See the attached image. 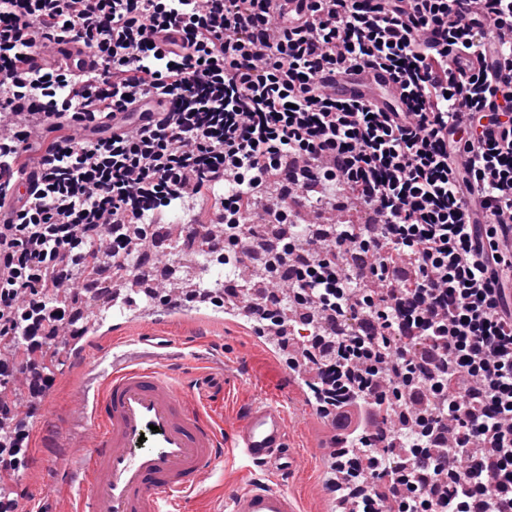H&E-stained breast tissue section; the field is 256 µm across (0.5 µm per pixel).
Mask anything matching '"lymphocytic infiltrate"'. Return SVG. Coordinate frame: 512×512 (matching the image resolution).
Segmentation results:
<instances>
[{
	"mask_svg": "<svg viewBox=\"0 0 512 512\" xmlns=\"http://www.w3.org/2000/svg\"><path fill=\"white\" fill-rule=\"evenodd\" d=\"M0 0V343L36 352L73 327L57 290L89 257L127 267L142 229L218 207L223 250L254 233L288 160L300 204L351 195L375 217L309 237V260L273 303L241 296L282 341L286 311L355 323L302 339L333 466L354 512H512V0ZM66 41L93 72L43 61ZM478 58H471V51ZM389 71L400 99L325 92V73ZM168 111L137 127L141 99ZM108 107L119 124L98 119ZM36 160L19 197L11 176ZM52 375L0 355V447L17 382Z\"/></svg>",
	"mask_w": 512,
	"mask_h": 512,
	"instance_id": "1",
	"label": "lymphocytic infiltrate"
}]
</instances>
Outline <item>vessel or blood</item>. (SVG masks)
I'll return each mask as SVG.
<instances>
[{
  "mask_svg": "<svg viewBox=\"0 0 512 512\" xmlns=\"http://www.w3.org/2000/svg\"><path fill=\"white\" fill-rule=\"evenodd\" d=\"M371 89L384 90L389 103L398 94L381 68L336 78L337 94L348 98ZM79 396L92 436L71 477L79 512H168L215 473L222 442L171 374L135 361H114L96 372L94 385ZM235 450L245 463L265 471L292 470L296 456L288 447L284 405L254 402L238 426ZM223 512H299V502L287 489L256 481L225 490Z\"/></svg>",
  "mask_w": 512,
  "mask_h": 512,
  "instance_id": "1",
  "label": "vessel or blood"
}]
</instances>
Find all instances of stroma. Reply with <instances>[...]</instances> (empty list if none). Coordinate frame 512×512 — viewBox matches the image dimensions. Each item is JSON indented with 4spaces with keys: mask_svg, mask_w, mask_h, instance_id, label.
Wrapping results in <instances>:
<instances>
[{
    "mask_svg": "<svg viewBox=\"0 0 512 512\" xmlns=\"http://www.w3.org/2000/svg\"><path fill=\"white\" fill-rule=\"evenodd\" d=\"M139 332L148 337L168 336L176 344L162 353L146 343L126 346L120 325L112 319L92 329L90 335L96 350L126 352L174 371L194 403L224 437L226 451L216 475L201 485L186 512H220L225 487L265 478L262 469L245 470L232 449L241 416L253 401L264 397L284 404L289 420L288 446L301 461L297 472L279 477V484L298 497L301 512H331L329 459L319 447L328 437L327 430L320 416L307 410V382L292 375L281 351H268L259 343L256 322L243 317L231 323L224 308L210 302L193 303L185 306L181 316L142 324ZM49 367L56 385L44 412L51 418L52 433H66L70 444L50 446L37 431H30V461L15 486L21 507H32L33 512H76L68 476L76 464V446L84 440L76 414L78 390L92 385L94 375L76 369L67 349L55 352Z\"/></svg>",
    "mask_w": 512,
    "mask_h": 512,
    "instance_id": "1",
    "label": "stroma"
}]
</instances>
